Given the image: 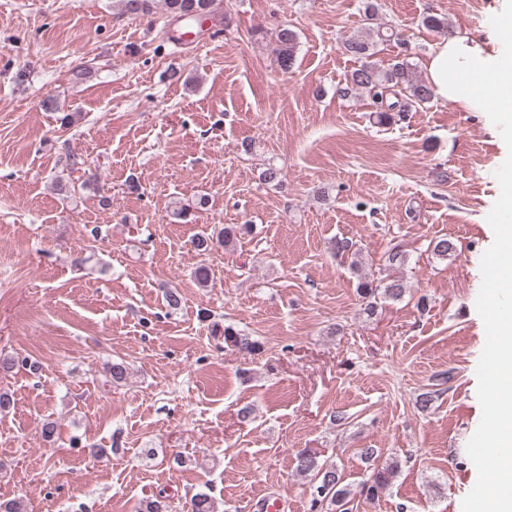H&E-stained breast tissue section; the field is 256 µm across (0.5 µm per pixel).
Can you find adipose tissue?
Listing matches in <instances>:
<instances>
[{"label": "adipose tissue", "instance_id": "obj_1", "mask_svg": "<svg viewBox=\"0 0 512 512\" xmlns=\"http://www.w3.org/2000/svg\"><path fill=\"white\" fill-rule=\"evenodd\" d=\"M497 29L500 51L491 54L466 37L453 36L436 45L425 70L436 98L487 113L494 122L512 128V64L504 62L505 54H512V13L501 16ZM486 72L494 73L497 82L491 98L470 88L474 78Z\"/></svg>", "mask_w": 512, "mask_h": 512}]
</instances>
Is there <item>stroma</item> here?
I'll list each match as a JSON object with an SVG mask.
<instances>
[{"label":"stroma","mask_w":512,"mask_h":512,"mask_svg":"<svg viewBox=\"0 0 512 512\" xmlns=\"http://www.w3.org/2000/svg\"><path fill=\"white\" fill-rule=\"evenodd\" d=\"M217 2L229 27L178 47L162 0L137 15L118 0H0V352L40 364L0 373L15 400L0 414V499L137 512L162 490L188 512L204 491L216 512H260L262 498L309 512L299 451L355 485L361 449L376 448L402 467L353 512H462L477 480L480 260L507 148L484 113L437 99L377 127L370 98L344 90L359 62L340 42L398 29L406 47L373 60L405 53L422 79L443 38L426 16L484 43L512 0H376L370 19L367 0ZM284 26L297 34L287 70L273 51ZM79 66L93 78L72 81ZM63 112L78 120L60 130ZM271 164L280 184L259 179ZM181 206L188 220L172 219ZM229 224L253 231L191 247ZM441 236L457 245L445 260L429 248ZM342 238L357 268L336 255ZM394 249L404 266H388ZM363 276L402 277L407 292L366 316ZM168 288L183 296L172 314ZM217 323L262 353L225 348ZM112 360L125 383L110 382ZM449 368L448 391L419 410ZM93 443L107 455L91 457Z\"/></svg>","instance_id":"35a3bbf8"}]
</instances>
